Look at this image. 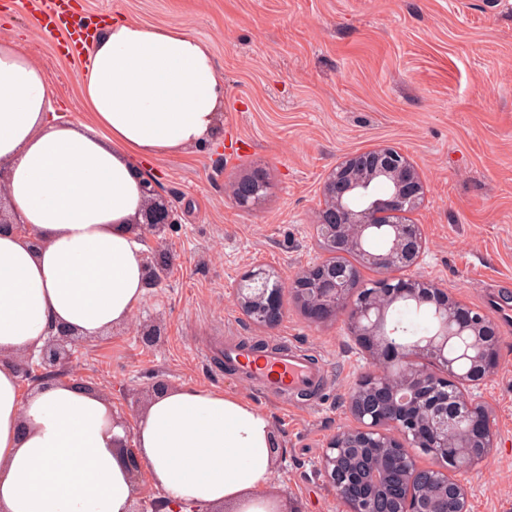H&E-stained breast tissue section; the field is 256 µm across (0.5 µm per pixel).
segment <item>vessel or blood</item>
<instances>
[{"mask_svg":"<svg viewBox=\"0 0 512 512\" xmlns=\"http://www.w3.org/2000/svg\"><path fill=\"white\" fill-rule=\"evenodd\" d=\"M33 15L41 28L65 33L73 53H81L89 31L77 20L72 0H30ZM204 359L218 354L236 365L254 386L273 396L289 398L320 384L323 368L310 355L291 348H274L255 356L245 355L239 348L216 340L202 347Z\"/></svg>","mask_w":512,"mask_h":512,"instance_id":"b4317fda","label":"vessel or blood"}]
</instances>
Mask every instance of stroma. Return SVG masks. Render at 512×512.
<instances>
[{
	"label": "stroma",
	"instance_id": "35a3bbf8",
	"mask_svg": "<svg viewBox=\"0 0 512 512\" xmlns=\"http://www.w3.org/2000/svg\"><path fill=\"white\" fill-rule=\"evenodd\" d=\"M94 18L176 26L209 44L224 79V124L211 141L144 164L177 211L147 259L168 266L129 324L73 350L78 378L133 425L151 386L200 385L236 393L267 411L286 448L269 494L290 512H343L314 465L352 418L348 391L367 366L343 319L311 325L283 292L284 317L254 325L233 288L255 264L292 275L324 256L312 216L325 174L343 157L380 144L406 152L428 186L413 219L428 248L413 273L486 309L512 302V0H77ZM17 37L47 76L57 115L87 122L83 59L44 33L18 0H0V38ZM263 170L258 204L239 206L227 185ZM155 341L143 340L144 332ZM499 365L479 394L497 446L460 472L471 512H512V330L497 326ZM286 340L319 358L312 396L287 402L254 389L228 365L200 357L202 341Z\"/></svg>",
	"mask_w": 512,
	"mask_h": 512
}]
</instances>
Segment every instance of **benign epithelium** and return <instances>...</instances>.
Listing matches in <instances>:
<instances>
[{"label":"benign epithelium","mask_w":512,"mask_h":512,"mask_svg":"<svg viewBox=\"0 0 512 512\" xmlns=\"http://www.w3.org/2000/svg\"><path fill=\"white\" fill-rule=\"evenodd\" d=\"M383 184L382 195L373 193ZM242 207L258 203L265 173L230 182ZM415 163L388 145L343 157L323 178L314 232L327 256L285 278L258 266L235 289L243 315L266 328L283 318L282 283L289 281L296 305L313 325L343 318L349 335L369 358L348 395L357 425L327 443L317 470L345 512H468L466 486L455 472L481 465L497 443L489 405L476 395L497 369L493 321L437 283L411 273L426 251L421 225L411 219L426 199ZM143 197L135 224L152 233L176 223L169 204L141 181ZM375 272L365 283L361 269ZM432 307L436 327L413 344L387 336V311L400 301ZM75 334L49 332L38 362L45 372L68 368ZM130 436L118 441L133 482L142 465ZM424 453L431 463L422 465Z\"/></svg>","instance_id":"benign-epithelium-1"}]
</instances>
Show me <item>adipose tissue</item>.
Masks as SVG:
<instances>
[{
	"instance_id": "1",
	"label": "adipose tissue",
	"mask_w": 512,
	"mask_h": 512,
	"mask_svg": "<svg viewBox=\"0 0 512 512\" xmlns=\"http://www.w3.org/2000/svg\"><path fill=\"white\" fill-rule=\"evenodd\" d=\"M89 124L53 115L47 79L0 39V166L25 232L0 234V512H129L135 486L112 404L66 375L21 389L17 361L52 328L93 339L127 323L147 293L143 156L180 154L220 131L224 81L208 45L123 18L98 31L82 73ZM134 441L167 503L278 512L270 416L221 389L153 396Z\"/></svg>"
}]
</instances>
